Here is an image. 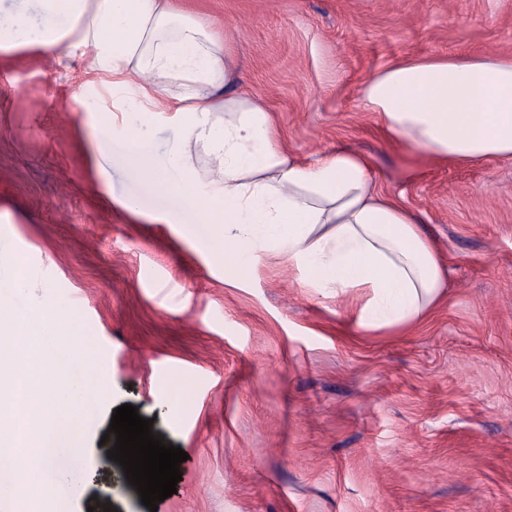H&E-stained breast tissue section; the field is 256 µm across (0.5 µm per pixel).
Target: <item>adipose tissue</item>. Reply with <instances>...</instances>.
Instances as JSON below:
<instances>
[{"label":"adipose tissue","mask_w":512,"mask_h":512,"mask_svg":"<svg viewBox=\"0 0 512 512\" xmlns=\"http://www.w3.org/2000/svg\"><path fill=\"white\" fill-rule=\"evenodd\" d=\"M62 51L112 109L169 129L158 165L139 129L122 135L130 179L177 194L201 221L187 228L228 279L276 257L310 287L346 301L366 333L418 326L441 301L446 266L421 219L381 191L370 159L339 148L303 162L279 142L258 100L234 93L226 34L174 0H0V54ZM361 100L405 151L435 162L512 159V59L421 57L371 77Z\"/></svg>","instance_id":"1"}]
</instances>
